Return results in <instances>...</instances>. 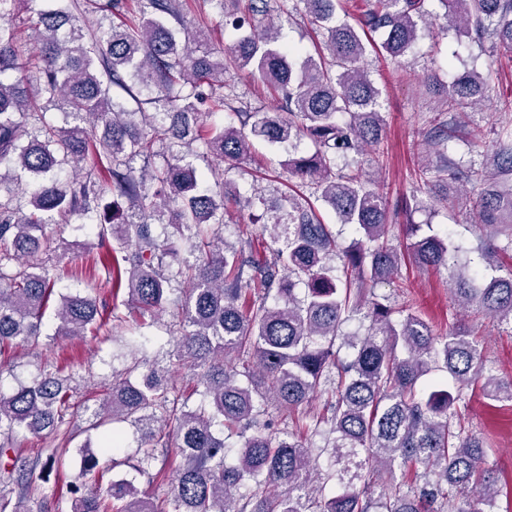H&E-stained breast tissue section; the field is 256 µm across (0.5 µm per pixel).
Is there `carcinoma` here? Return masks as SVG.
I'll return each mask as SVG.
<instances>
[{
  "instance_id": "1",
  "label": "carcinoma",
  "mask_w": 512,
  "mask_h": 512,
  "mask_svg": "<svg viewBox=\"0 0 512 512\" xmlns=\"http://www.w3.org/2000/svg\"><path fill=\"white\" fill-rule=\"evenodd\" d=\"M16 0H0V185L28 174L34 189L25 204L0 199V347L37 346L57 275L31 262L52 251L50 224L87 216L96 224L113 299L107 308L90 292L59 296L57 336L103 335L146 322L174 304L180 310L173 348L152 361L137 360L113 376L91 411L87 430L126 423L141 434L138 456L112 460L157 480L149 470L160 450L180 458L170 494L139 495L118 478L102 493L70 485L68 507L57 512H484L500 494L483 467L486 442L462 427L457 407L477 386L490 401H512V381L492 373L466 325L439 335L413 311V300L383 303L375 287L406 262L444 268L458 307L512 330V109H486L498 72L469 69L439 88L441 109L428 118L429 134L416 144L428 200L402 201L407 216L454 202L471 172L479 181V262L462 259L453 234L433 224H408L399 248L387 237L383 196L364 180L357 157L384 132L380 89L363 65L368 51L396 63L416 53L428 0H372L357 24L338 16V0H300L322 35L317 56L280 43L271 0H214L225 26L238 32L217 54L200 30L182 41L181 0H134L130 23L86 34L70 4L39 12L31 40L38 55L19 47L10 14ZM446 28L492 52L512 54V0H438ZM379 35V41L372 35ZM260 80L278 105L235 110L240 126H209L233 87L228 70ZM136 107L114 100L111 88ZM153 94L144 112L133 88ZM71 121L47 120L48 105ZM293 146L303 138L314 152L288 154V175L309 188L357 233L338 249L337 236L309 198L288 193L269 203L260 192L245 199L204 185L194 155L230 166L251 154L252 139ZM203 151H194L195 144ZM93 154L99 170L80 173ZM142 160L143 166L133 163ZM74 162L70 176L57 170ZM271 214L261 233L282 244L273 258L245 255L224 243L228 203ZM167 223L160 238L154 223ZM506 244H496L499 237ZM191 243L194 259L182 255ZM303 293H297V286ZM368 322L362 336L343 332L348 321ZM146 336L129 331L123 349L144 352ZM351 353L343 355V348ZM176 359L197 378L199 400L188 404L167 361ZM451 377L422 385L434 369ZM84 377L46 362L11 391L0 388V455L30 433L45 447L33 459L15 455L0 468V512H48L37 480L71 463L56 440L74 416L73 394ZM327 396L318 412L309 409ZM273 404L282 426L265 419ZM244 438L234 460L226 441ZM319 437L317 446L312 438ZM100 451L122 448L118 433L97 438ZM79 445L80 472L99 461ZM328 457V466L316 459ZM402 478H397L396 472ZM337 484L342 491L326 496Z\"/></svg>"
}]
</instances>
